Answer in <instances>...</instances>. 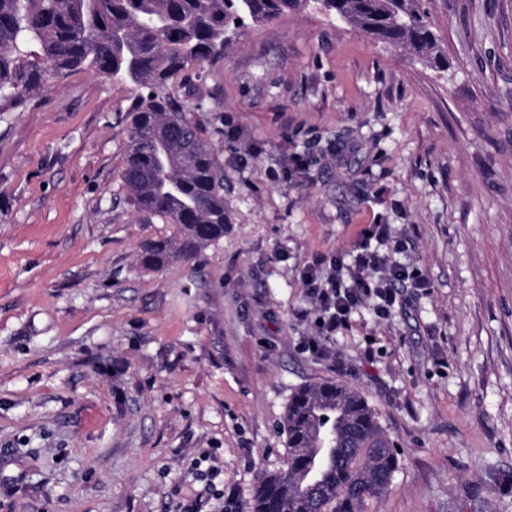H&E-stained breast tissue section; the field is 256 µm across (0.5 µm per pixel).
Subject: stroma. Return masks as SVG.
Segmentation results:
<instances>
[{"label":"stroma","mask_w":512,"mask_h":512,"mask_svg":"<svg viewBox=\"0 0 512 512\" xmlns=\"http://www.w3.org/2000/svg\"><path fill=\"white\" fill-rule=\"evenodd\" d=\"M425 4L445 72L312 9L189 66L229 227L159 270L141 246L176 228L119 179L132 86L76 69L0 110V512H224L322 380L399 444L370 512H512V0ZM366 224L430 286L314 354L299 270Z\"/></svg>","instance_id":"35a3bbf8"}]
</instances>
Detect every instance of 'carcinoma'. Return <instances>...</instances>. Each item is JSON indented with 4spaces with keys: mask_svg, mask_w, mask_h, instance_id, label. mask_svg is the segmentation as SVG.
<instances>
[{
    "mask_svg": "<svg viewBox=\"0 0 512 512\" xmlns=\"http://www.w3.org/2000/svg\"><path fill=\"white\" fill-rule=\"evenodd\" d=\"M379 42L448 70L423 0H0V104H20L76 68L132 84L121 180L135 210L175 224L144 246L160 269L224 237V178L169 85L218 61L238 30L310 3ZM283 429V469L260 474L246 512H369L399 469L394 440L358 391L333 380L296 390Z\"/></svg>",
    "mask_w": 512,
    "mask_h": 512,
    "instance_id": "cac0c4a2",
    "label": "carcinoma"
}]
</instances>
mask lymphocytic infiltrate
<instances>
[{"label": "lymphocytic infiltrate", "instance_id": "1", "mask_svg": "<svg viewBox=\"0 0 512 512\" xmlns=\"http://www.w3.org/2000/svg\"><path fill=\"white\" fill-rule=\"evenodd\" d=\"M401 249L390 225L369 224L362 228L348 255H337L328 265L317 258L303 264L300 275L319 318L316 339L311 343L314 352H321L324 341L346 330L361 309L388 318L397 290L405 281L428 288V280L410 276L404 266L393 261V254Z\"/></svg>", "mask_w": 512, "mask_h": 512}]
</instances>
